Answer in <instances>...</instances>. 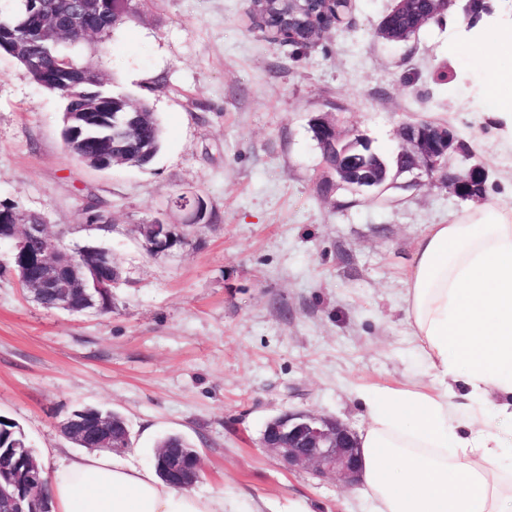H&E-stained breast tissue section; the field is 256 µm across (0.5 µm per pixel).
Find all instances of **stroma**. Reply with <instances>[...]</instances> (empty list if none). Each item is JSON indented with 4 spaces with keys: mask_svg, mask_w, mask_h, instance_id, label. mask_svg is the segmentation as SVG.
<instances>
[{
    "mask_svg": "<svg viewBox=\"0 0 512 512\" xmlns=\"http://www.w3.org/2000/svg\"><path fill=\"white\" fill-rule=\"evenodd\" d=\"M411 40L377 34L393 0H351L343 23L307 46L269 40L251 0H141L139 17L83 59L108 88L150 103L163 144L145 168L91 169L61 136L63 100L0 55V202L44 214L54 242L109 248L123 274L110 313L43 308L0 245V415L23 428L44 471L82 454L59 424L90 406L119 411L132 446L118 460L153 468L160 439L198 451L194 492L224 512H369L356 486L288 469L262 445L291 410L359 430V388L426 378L402 305L415 243L460 210L439 179L368 197L336 187L311 137L333 114L389 152L409 123L451 128L472 149L486 197L512 205V146L448 58L467 0ZM203 198L205 224L155 255L139 232L182 223L180 193ZM97 203L111 221L89 229Z\"/></svg>",
    "mask_w": 512,
    "mask_h": 512,
    "instance_id": "stroma-1",
    "label": "stroma"
}]
</instances>
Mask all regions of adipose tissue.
<instances>
[{"label": "adipose tissue", "instance_id": "obj_1", "mask_svg": "<svg viewBox=\"0 0 512 512\" xmlns=\"http://www.w3.org/2000/svg\"><path fill=\"white\" fill-rule=\"evenodd\" d=\"M462 51L512 144V66L500 63L512 20L461 25L448 55ZM402 301L431 383L360 396L370 512H512V206L489 199L429 225ZM47 489L55 512H224L223 495L176 488L106 451L62 460Z\"/></svg>", "mask_w": 512, "mask_h": 512}]
</instances>
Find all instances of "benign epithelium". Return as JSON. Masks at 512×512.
I'll use <instances>...</instances> for the list:
<instances>
[{
  "mask_svg": "<svg viewBox=\"0 0 512 512\" xmlns=\"http://www.w3.org/2000/svg\"><path fill=\"white\" fill-rule=\"evenodd\" d=\"M454 0H425L416 4L414 0H403L401 6L416 9L426 22L448 10ZM86 29L82 13L76 12L63 22H53L49 30L56 32L82 31ZM91 110L63 113L62 122L66 130L64 144L69 146L71 155L79 162L96 169H108L120 164L124 157L118 154L120 143L146 117L136 107L112 113L108 122L111 133L103 136H88L86 130L96 124L90 118ZM401 144L397 156L396 175L411 173L415 177L436 173L441 174L448 188L457 193L473 178L487 179L486 170L479 164L467 173H448V154L454 142L453 133L443 126H408L400 132ZM341 150L336 163L329 165L335 179L324 183L330 188L335 183L351 186L359 191L380 194L386 190V166L380 159L367 162L360 168L346 164ZM178 208L185 213L186 223L200 224L206 213L205 201L195 195H180ZM26 214L13 209L0 221V242L10 241L14 249L22 250L23 239L30 233ZM43 230L41 249L33 260H17L20 274L29 276L30 283L42 298L55 302L57 309L74 313L98 310L103 299L112 295V287L119 282V268L103 254L86 253L81 248L62 247ZM144 237L151 240L150 248L164 253L179 240L178 225L164 217H155L141 226ZM62 434L69 440L86 442L96 440L97 445L112 451L130 447V433H125L117 442L111 430V421L94 409H79L71 412L61 423ZM262 444L273 450L290 468L311 467L323 477L339 476L349 483L357 481L360 448L356 433L347 425L330 417L314 415L303 411L287 412L272 420L264 431ZM156 466L172 475L175 486L188 489L198 479L199 462L170 448L159 449ZM22 487L31 499L46 494V479L37 461L24 473Z\"/></svg>",
  "mask_w": 512,
  "mask_h": 512,
  "instance_id": "7a95c632",
  "label": "benign epithelium"
}]
</instances>
